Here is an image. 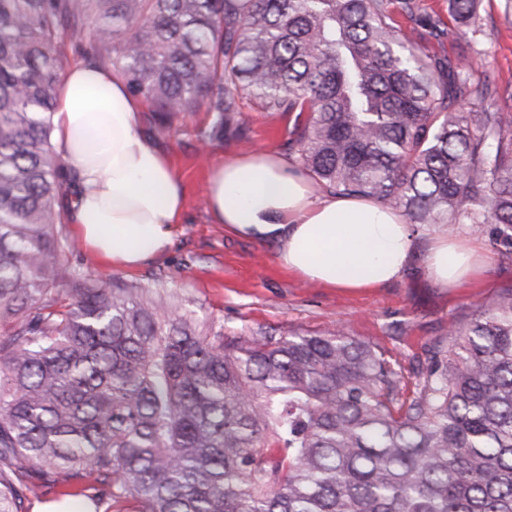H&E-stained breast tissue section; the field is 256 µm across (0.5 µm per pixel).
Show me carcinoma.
Segmentation results:
<instances>
[{
  "label": "carcinoma",
  "mask_w": 512,
  "mask_h": 512,
  "mask_svg": "<svg viewBox=\"0 0 512 512\" xmlns=\"http://www.w3.org/2000/svg\"><path fill=\"white\" fill-rule=\"evenodd\" d=\"M480 2L448 0L449 27L417 0H0V512L26 479L133 512H512V293L449 325L405 398L345 329L226 336L164 284L73 265L52 142L77 38L165 130L203 107L205 142L243 99L294 113L316 191L492 224L512 255V95L475 68Z\"/></svg>",
  "instance_id": "cac0c4a2"
}]
</instances>
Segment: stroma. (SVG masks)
Returning a JSON list of instances; mask_svg holds the SVG:
<instances>
[{"mask_svg":"<svg viewBox=\"0 0 512 512\" xmlns=\"http://www.w3.org/2000/svg\"><path fill=\"white\" fill-rule=\"evenodd\" d=\"M502 4L482 0L484 35L476 66L507 89L512 87V18H505ZM241 119L243 134L229 131L203 142L197 132L211 121L205 110L186 113L176 129L167 131L153 121L151 106H144L141 128L166 150L185 190L182 222L167 252L141 267L118 270L81 247L75 259L105 278L116 274L144 285L163 280L187 307L229 336L346 326L352 335L388 349L410 385L426 367L427 350L447 343L450 323L466 320L479 304L512 293V258L494 247L479 279L457 288L436 286L424 259L432 232L423 228L412 267L394 283L355 292L302 281L278 262L275 244L238 237L215 223L207 210V178L214 163L256 151L288 152L287 118L246 101Z\"/></svg>","mask_w":512,"mask_h":512,"instance_id":"35a3bbf8","label":"stroma"}]
</instances>
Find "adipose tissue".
<instances>
[{
  "label": "adipose tissue",
  "instance_id": "obj_1",
  "mask_svg": "<svg viewBox=\"0 0 512 512\" xmlns=\"http://www.w3.org/2000/svg\"><path fill=\"white\" fill-rule=\"evenodd\" d=\"M53 139L74 176L68 221L81 245L112 265L135 268L163 254L185 206L168 156L141 131L142 100L111 70L78 64L55 87ZM207 209L236 236L277 245L298 277L334 288H379L399 279L415 237L395 211L357 197L316 194L307 176L271 152L214 164ZM490 262L471 238L430 241L433 282L456 288Z\"/></svg>",
  "mask_w": 512,
  "mask_h": 512
}]
</instances>
